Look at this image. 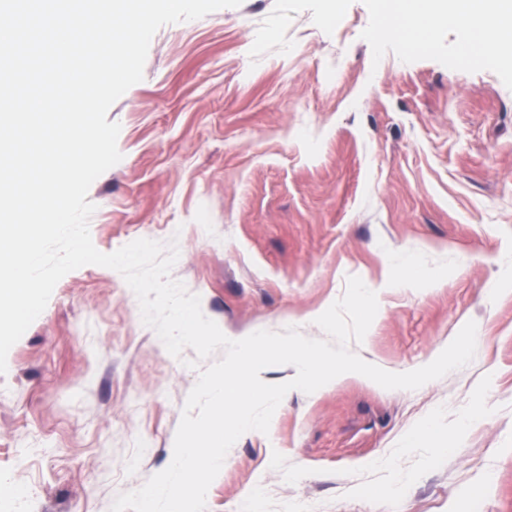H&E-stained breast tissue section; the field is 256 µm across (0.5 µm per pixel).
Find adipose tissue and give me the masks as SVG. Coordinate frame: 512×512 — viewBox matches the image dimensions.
Returning <instances> with one entry per match:
<instances>
[{"instance_id":"adipose-tissue-1","label":"adipose tissue","mask_w":512,"mask_h":512,"mask_svg":"<svg viewBox=\"0 0 512 512\" xmlns=\"http://www.w3.org/2000/svg\"><path fill=\"white\" fill-rule=\"evenodd\" d=\"M388 16L407 39L444 19L466 32V50L512 54V0H392Z\"/></svg>"}]
</instances>
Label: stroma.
I'll use <instances>...</instances> for the list:
<instances>
[{
    "label": "stroma",
    "mask_w": 512,
    "mask_h": 512,
    "mask_svg": "<svg viewBox=\"0 0 512 512\" xmlns=\"http://www.w3.org/2000/svg\"><path fill=\"white\" fill-rule=\"evenodd\" d=\"M384 0H243L153 36L110 108L122 160L91 185L97 250L177 239L174 279L231 339L315 323L361 278L378 311L349 348L429 364L468 321L467 366L416 390L289 391L244 433L206 512H512V57L440 23L387 37ZM410 285L389 287L406 270ZM117 271L56 285L0 375V512H111L168 467L198 379Z\"/></svg>",
    "instance_id": "35a3bbf8"
}]
</instances>
